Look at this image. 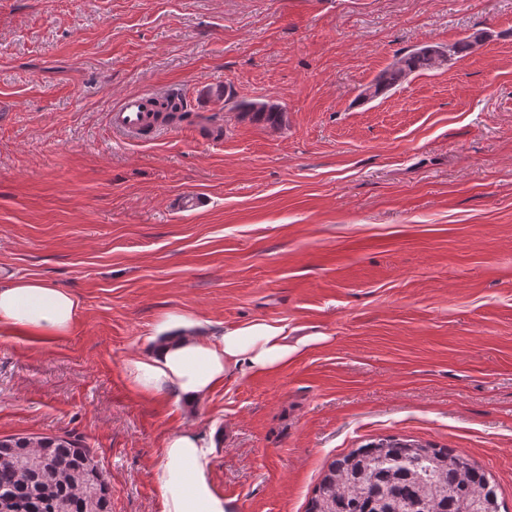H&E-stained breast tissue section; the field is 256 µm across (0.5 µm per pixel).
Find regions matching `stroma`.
<instances>
[{
	"mask_svg": "<svg viewBox=\"0 0 512 512\" xmlns=\"http://www.w3.org/2000/svg\"><path fill=\"white\" fill-rule=\"evenodd\" d=\"M479 31L358 101L397 53ZM141 91L182 92L190 120L113 135ZM11 275L80 314L0 329V437L89 448L112 512H160L176 430L213 434L232 512H306L333 458L389 436L466 451L512 512V0H0ZM172 316L310 344L189 411L124 378ZM227 101L232 103V108L240 112L257 113L259 116L265 117L268 121H275L278 115H281V108L276 105H264L248 102L245 100H235L233 95H229Z\"/></svg>",
	"mask_w": 512,
	"mask_h": 512,
	"instance_id": "1",
	"label": "stroma"
}]
</instances>
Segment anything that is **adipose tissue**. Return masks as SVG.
Masks as SVG:
<instances>
[{
	"mask_svg": "<svg viewBox=\"0 0 512 512\" xmlns=\"http://www.w3.org/2000/svg\"><path fill=\"white\" fill-rule=\"evenodd\" d=\"M79 315L67 290L43 280L15 278L0 284V328L50 338L66 333ZM165 337L144 355L129 358L130 387L147 397L177 393L186 404L198 403L231 370L272 372L302 353L304 341L289 342L281 328L263 322L201 337L193 322L168 321ZM212 437L192 431L169 434L161 450L156 482L161 512H230L212 480Z\"/></svg>",
	"mask_w": 512,
	"mask_h": 512,
	"instance_id": "ef3b65f1",
	"label": "adipose tissue"
}]
</instances>
